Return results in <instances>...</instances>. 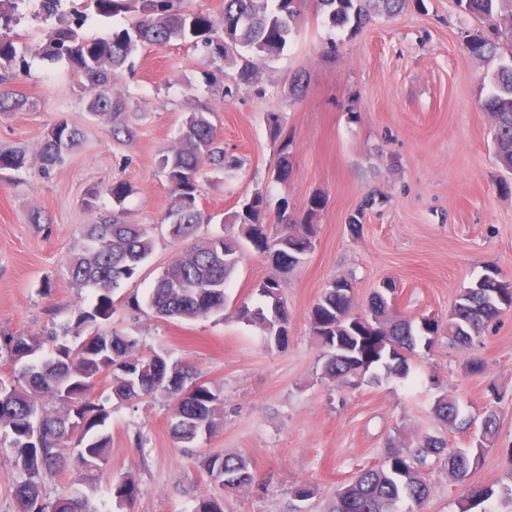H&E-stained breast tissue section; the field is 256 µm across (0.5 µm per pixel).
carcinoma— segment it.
Masks as SVG:
<instances>
[{
  "label": "carcinoma",
  "mask_w": 512,
  "mask_h": 512,
  "mask_svg": "<svg viewBox=\"0 0 512 512\" xmlns=\"http://www.w3.org/2000/svg\"><path fill=\"white\" fill-rule=\"evenodd\" d=\"M23 0H0V112H14L26 104L11 86L14 68L28 67L27 57L61 60L73 75L87 82L91 110L110 116L123 112L120 95L112 92L118 71L140 46L164 47L171 42L203 47L212 58L242 51L248 55L240 78L252 79L256 61L280 54L298 28L299 0H224V13L214 21L203 12H191L184 0H82L71 3L74 20L59 19L43 42L20 45L14 31L16 14ZM465 14L487 25V31L468 36L464 47L479 59L498 55L501 46H512V0H456ZM324 22L331 28L347 25L358 30L381 13H400L406 0H317ZM115 18L135 14V21L112 29L105 36L88 39L81 34L84 14ZM494 89L481 100L480 108L491 118L493 155L498 164L512 172V63L498 67ZM211 110L189 114L174 145L159 158L161 172L170 186L173 203L164 221L174 241L195 237L214 216L199 208L198 180L210 167H224V147L210 120ZM278 117L272 116L271 136L281 141L274 177L285 182L289 176L288 141ZM78 141V133L65 123L53 126L45 136L42 166L60 162ZM26 167L20 149L0 150V173L19 172ZM322 202L312 200L307 216L299 221L282 212L276 227L268 224L267 201L262 192L238 211L225 214L223 223L237 232L217 235L179 254L161 271L148 295V305L161 317L195 320L218 315L226 304V286L234 273L246 241L259 255L293 271L314 248L318 225L313 223ZM87 244L68 259L72 281L96 292L95 300L77 309L74 319L41 335L0 334V352L21 366L13 382L0 378V430L6 431L8 458L18 473L13 496L17 512H98L91 498L77 489L53 503L42 498L43 474L65 465L67 447H73L74 465L94 471L106 463L111 436L102 431L111 416L110 396L91 397L99 375L107 373L111 396L120 401L161 395L171 401L172 437L182 448L194 447L204 435H212L223 424L222 390L196 377L185 361L167 351L133 355L137 342L108 327L112 316V290L132 278L153 253L155 238L143 224H130L117 213L87 225ZM283 281L265 278L258 284L267 307L236 308L240 320L256 325L268 345H281L288 338V310L281 298ZM379 286L364 313L353 312V296H341L326 288L311 312V329L324 346V378L347 387L377 383L381 378L405 380L410 374V357L418 347L432 348L437 336L465 346L481 336L489 323L512 309V283L494 276L489 269L463 289L441 323L432 317L419 322L403 318L389 309L386 288ZM83 338L72 346L68 337ZM58 409H48L45 399ZM437 417L451 425L470 427L474 421L460 418L458 401L446 395L434 404ZM496 418L484 416L476 435L479 445L450 448L447 441L426 436L413 446L389 445L380 465L361 470L336 490L330 512H408L431 495L422 469L431 457H444L448 474L464 479L483 462L487 448L494 445ZM199 465L209 475H218L214 490L198 499L193 512H224V492L245 487L252 481L249 462L236 454H205ZM112 496L134 504L141 493L130 475L112 480ZM499 497L512 512V487L501 493L490 486L470 488L460 512H472L493 497Z\"/></svg>",
  "instance_id": "1"
}]
</instances>
